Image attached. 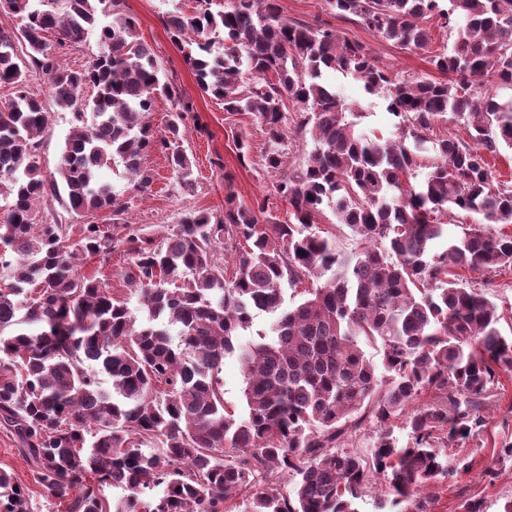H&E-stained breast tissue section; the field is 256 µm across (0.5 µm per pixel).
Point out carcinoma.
I'll return each mask as SVG.
<instances>
[{"instance_id": "carcinoma-1", "label": "carcinoma", "mask_w": 512, "mask_h": 512, "mask_svg": "<svg viewBox=\"0 0 512 512\" xmlns=\"http://www.w3.org/2000/svg\"><path fill=\"white\" fill-rule=\"evenodd\" d=\"M59 2L0 0L22 21L0 29V85L14 89L0 103V429L17 441L40 495L62 512H357L375 477L387 494L379 509L430 512L425 490L448 474L439 447L485 431L483 412L512 372L497 306L468 277L478 272L491 288L492 276L512 271V234L496 228L512 224V185L489 161L512 150V100L491 94L512 86V0H328L337 16L411 52L427 48L426 24L437 20L452 44L430 63L446 82L391 77L362 44L286 18L278 0L170 13L166 31L199 89L260 122L265 166L279 177L274 195L292 221L272 217L269 196L247 205L228 192L221 214L187 210L159 241L129 224L117 237L105 224L39 215L51 198L79 218L107 210L121 220L129 201L99 173L121 162L142 196L153 153L190 191L186 123L208 133L122 0H66L63 12ZM94 29L106 50L82 70L57 62ZM327 71L382 97L395 137L360 130L355 106L323 81ZM41 74L73 115L53 174L36 141L50 113L29 91ZM159 97L175 113L157 132L148 115ZM458 122L467 138L438 135ZM293 137L313 149L289 172ZM423 158L429 173L416 183ZM327 206L360 250L311 231ZM455 212L483 221L450 237L444 218ZM118 249L129 255L139 317L104 281L77 272L78 257ZM288 291L300 300L285 309ZM259 312L275 316L270 333L237 343ZM366 346L379 350L386 377ZM234 353L241 419L219 379ZM367 424L373 446L357 448ZM107 487L124 495L110 501ZM32 495L0 468V512H31Z\"/></svg>"}]
</instances>
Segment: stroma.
Wrapping results in <instances>:
<instances>
[{
    "label": "stroma",
    "mask_w": 512,
    "mask_h": 512,
    "mask_svg": "<svg viewBox=\"0 0 512 512\" xmlns=\"http://www.w3.org/2000/svg\"><path fill=\"white\" fill-rule=\"evenodd\" d=\"M226 0H125L128 15L134 17L142 40L148 43L162 73L173 78L186 96L191 97L203 121L210 130L202 135L186 129L183 146L194 159L196 186L189 192L175 188V176L166 158L159 153L146 157L145 164L155 172L152 191L146 197L133 199L124 219L126 224L162 236L178 222L182 212L203 210L217 212L224 206L226 188H233L238 199L252 203L273 190L274 174L264 166L265 136L256 118L248 113L231 115L225 112L223 102L202 94L196 78L185 64L181 52L171 41L163 25L166 13L181 11L187 14L199 9L219 12ZM282 12L291 19L311 24H325L336 28L348 41L365 46L381 66L394 76H428L441 79V72L431 64L432 55L443 53L451 40L446 28L429 22L431 43L417 52L400 49L375 36L353 21L336 17L327 0H280ZM338 95L361 111L360 128L368 133L391 137L394 119L382 99L369 95L362 84L333 74L330 78ZM49 125L41 137L39 163L48 173L58 168L66 138L72 128L70 111L49 104ZM243 135L249 145L247 162H239L234 144L235 135ZM222 166H215V159ZM126 261L123 255L112 253L106 260L87 258L81 261V274L105 280L114 295L127 301L130 309H137L138 298L125 283L123 275ZM505 394L499 407L491 410V420L480 439L469 440L461 446L447 449L446 454L454 474L437 480L431 487L432 512H457L462 499L470 498L483 505L484 512H501L505 502L512 500V460L499 459L498 451L503 436L512 435V425H505L506 409L512 404V376L503 377ZM496 466L498 476L488 479L484 470Z\"/></svg>",
    "instance_id": "obj_1"
}]
</instances>
